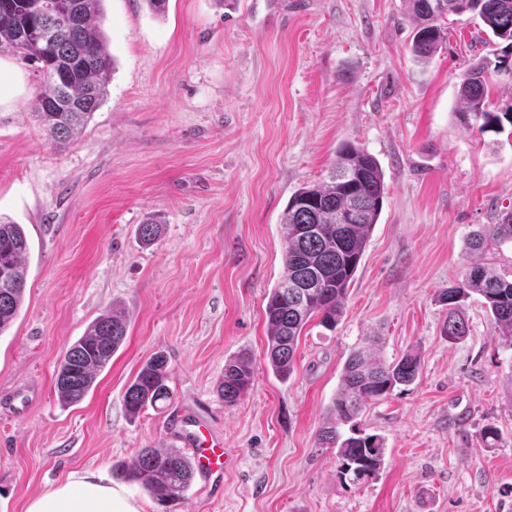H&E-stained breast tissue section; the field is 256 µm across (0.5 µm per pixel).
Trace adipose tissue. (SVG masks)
Wrapping results in <instances>:
<instances>
[{
  "label": "adipose tissue",
  "instance_id": "1",
  "mask_svg": "<svg viewBox=\"0 0 512 512\" xmlns=\"http://www.w3.org/2000/svg\"><path fill=\"white\" fill-rule=\"evenodd\" d=\"M25 512H142L122 486L86 471L31 498Z\"/></svg>",
  "mask_w": 512,
  "mask_h": 512
}]
</instances>
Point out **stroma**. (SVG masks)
<instances>
[{
    "label": "stroma",
    "mask_w": 512,
    "mask_h": 512,
    "mask_svg": "<svg viewBox=\"0 0 512 512\" xmlns=\"http://www.w3.org/2000/svg\"><path fill=\"white\" fill-rule=\"evenodd\" d=\"M441 25L424 62L404 0H167L159 15L104 0L108 96L61 150L32 114L34 65L6 56L0 215L30 251L24 305L0 335V512L74 472L112 478L141 449L184 450L189 424L230 449L222 489L198 477L163 506L127 484L143 512H512V349L476 295L467 336L448 341L437 300L468 263L512 273V243L465 246L512 208V131L456 114L461 73L504 43L468 14ZM344 142L379 161L382 211L339 323H308L283 381L265 331L281 214ZM149 217L162 234L147 247ZM109 307L126 314L124 343L95 390L61 407L59 361ZM373 335L386 359L417 354L420 374L366 410L384 463L353 484L317 434L344 361ZM158 351L171 397L130 417L127 385ZM237 355L254 382L228 406L217 387Z\"/></svg>",
    "instance_id": "obj_1"
}]
</instances>
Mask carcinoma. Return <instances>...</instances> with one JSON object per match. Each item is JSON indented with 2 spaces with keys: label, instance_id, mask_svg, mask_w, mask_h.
I'll list each match as a JSON object with an SVG mask.
<instances>
[{
  "label": "carcinoma",
  "instance_id": "1",
  "mask_svg": "<svg viewBox=\"0 0 512 512\" xmlns=\"http://www.w3.org/2000/svg\"><path fill=\"white\" fill-rule=\"evenodd\" d=\"M415 22L411 50L430 59L446 39L443 16L473 13L502 41H512V0H404ZM103 0H0V55L11 54L36 63L40 85L33 115L53 146L69 145L91 120L107 96V83L115 60L100 27ZM503 50L484 56L461 75L458 115L479 123L483 132H499L512 125V112L479 111L489 103L490 75ZM384 173L377 159L361 147L345 142L326 180L294 193L280 220L286 243L282 279L266 304L267 358L272 371L288 379L294 370L299 337L314 317L333 329L343 314L347 291L361 261L369 235L382 210ZM145 246L156 242L161 224L149 217L138 225ZM512 242V210L501 212L494 224L471 231L470 250L482 252ZM29 243L24 228L0 217V335L15 322L26 290ZM473 295L483 299L493 317L501 344L512 347V277L479 263L467 265L462 278L438 294L448 307L444 332L448 341L468 333L463 315ZM127 319L119 309L98 315L64 354L54 382L58 401L73 406L83 400L124 342ZM377 337L368 336L346 359L339 387L317 434L321 448L336 449L341 474L358 483L373 477L384 462V440L360 428L363 411L385 398L395 387L409 385L419 375L414 353L388 362L377 352ZM168 358L152 355L141 367L125 394L127 413L138 416L147 407L169 399ZM254 381L249 358L236 356L224 364L219 385L224 403L232 405ZM349 427L344 436L340 427ZM124 482H137L160 504L186 497L194 466L170 448H143L132 462L116 471Z\"/></svg>",
  "mask_w": 512,
  "mask_h": 512
}]
</instances>
